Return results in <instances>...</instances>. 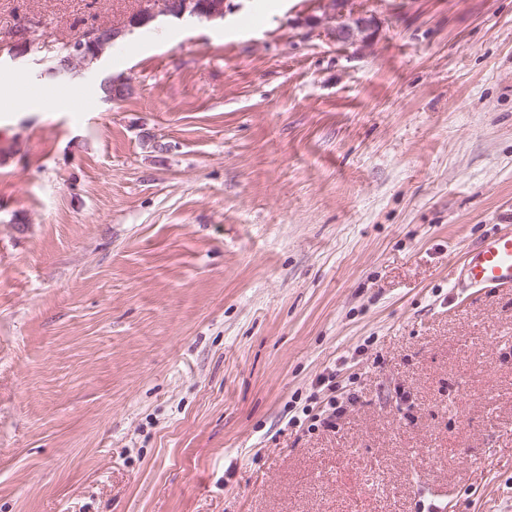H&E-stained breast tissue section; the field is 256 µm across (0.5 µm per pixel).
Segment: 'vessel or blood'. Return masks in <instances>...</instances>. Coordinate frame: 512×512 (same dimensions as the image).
<instances>
[{
  "label": "vessel or blood",
  "mask_w": 512,
  "mask_h": 512,
  "mask_svg": "<svg viewBox=\"0 0 512 512\" xmlns=\"http://www.w3.org/2000/svg\"><path fill=\"white\" fill-rule=\"evenodd\" d=\"M457 278L476 291L512 292V229H501L464 251Z\"/></svg>",
  "instance_id": "vessel-or-blood-1"
}]
</instances>
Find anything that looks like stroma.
<instances>
[{"mask_svg":"<svg viewBox=\"0 0 512 512\" xmlns=\"http://www.w3.org/2000/svg\"><path fill=\"white\" fill-rule=\"evenodd\" d=\"M351 3L363 49L226 0L62 80L146 0H0L80 104L0 111V512H512V294L450 279L512 226V0ZM107 28L106 33L103 32V29H92L86 32L80 39L74 37L75 40L69 45V47L74 49L70 61L68 63L61 62L58 57H55L52 60V65L46 70L48 74L57 78H64L70 73H73L74 69L72 63L76 55L83 57L85 68H89L97 63L104 54L106 46L112 45L118 40H122L128 32L127 23L109 26ZM89 46H92V48Z\"/></svg>","mask_w":512,"mask_h":512,"instance_id":"35a3bbf8","label":"stroma"}]
</instances>
